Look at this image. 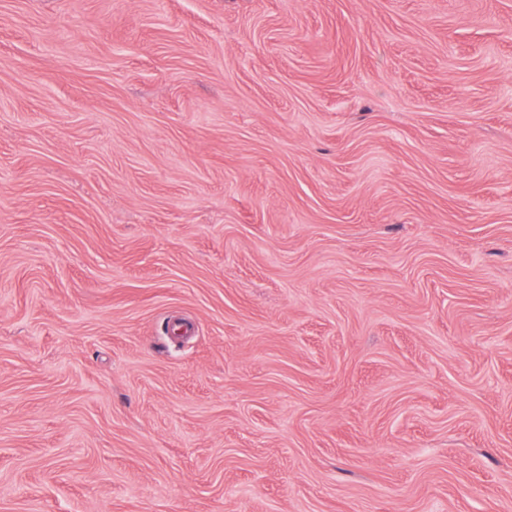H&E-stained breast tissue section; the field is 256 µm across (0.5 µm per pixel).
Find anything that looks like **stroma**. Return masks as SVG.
I'll return each instance as SVG.
<instances>
[{
    "label": "stroma",
    "instance_id": "35a3bbf8",
    "mask_svg": "<svg viewBox=\"0 0 512 512\" xmlns=\"http://www.w3.org/2000/svg\"><path fill=\"white\" fill-rule=\"evenodd\" d=\"M0 512H512V0H0Z\"/></svg>",
    "mask_w": 512,
    "mask_h": 512
}]
</instances>
